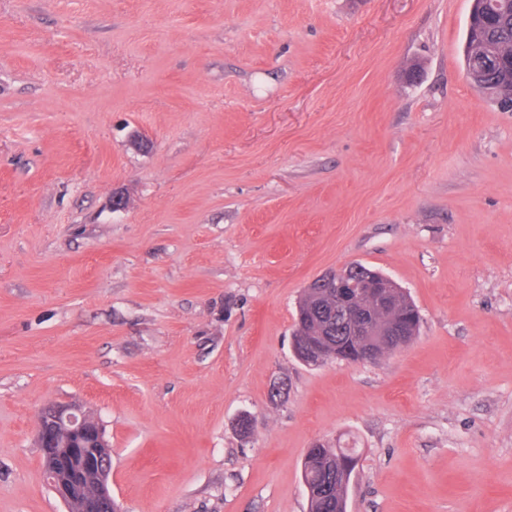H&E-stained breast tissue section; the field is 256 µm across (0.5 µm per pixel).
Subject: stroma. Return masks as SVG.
I'll return each instance as SVG.
<instances>
[{
	"instance_id": "35a3bbf8",
	"label": "stroma",
	"mask_w": 512,
	"mask_h": 512,
	"mask_svg": "<svg viewBox=\"0 0 512 512\" xmlns=\"http://www.w3.org/2000/svg\"><path fill=\"white\" fill-rule=\"evenodd\" d=\"M470 7L0 0V512L67 510L49 403L102 422L124 512H307L341 439L347 512H512V112ZM353 262L419 332L304 365L298 302ZM502 53L489 40L475 39L472 43L466 42L464 58L465 72L470 83L482 94L485 93L493 100L497 99L500 93V100L503 106L512 105V56L502 58ZM496 68L499 71L498 82L489 84L487 80L492 71ZM498 86L499 93L496 88ZM483 90L479 88H483ZM314 445V444H313ZM311 446L302 464V478L307 486L309 512L342 511L340 502L347 496L351 474L357 458L352 448H325ZM327 457H341L345 463L336 480V472L326 473L323 460Z\"/></svg>"
}]
</instances>
